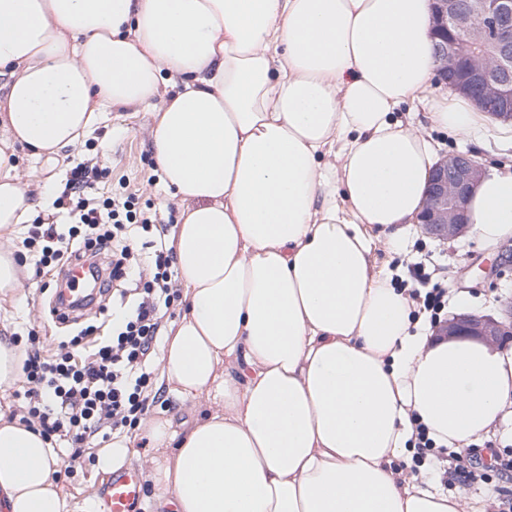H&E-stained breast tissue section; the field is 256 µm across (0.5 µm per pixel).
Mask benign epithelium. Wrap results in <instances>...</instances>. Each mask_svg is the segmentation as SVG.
<instances>
[{"mask_svg": "<svg viewBox=\"0 0 512 512\" xmlns=\"http://www.w3.org/2000/svg\"><path fill=\"white\" fill-rule=\"evenodd\" d=\"M438 75L449 88L472 96L493 109L492 116L512 123V0H432ZM485 52L468 58L476 43ZM482 166L470 153L439 159L432 172L426 204L420 214L425 234L438 240L466 235L464 205ZM440 336H472L502 347L512 338V301L498 317L471 312L454 314Z\"/></svg>", "mask_w": 512, "mask_h": 512, "instance_id": "7a95c632", "label": "benign epithelium"}]
</instances>
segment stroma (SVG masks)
<instances>
[{
    "mask_svg": "<svg viewBox=\"0 0 512 512\" xmlns=\"http://www.w3.org/2000/svg\"><path fill=\"white\" fill-rule=\"evenodd\" d=\"M154 123V112L144 109L138 112L113 111L107 126L91 132L78 146L68 149L57 167H48L27 157L25 150H18L19 170L25 180L33 185L48 186L45 206H52L55 197L64 188L67 173L73 163L95 158L108 167L109 174L99 183L98 190L110 193L118 189L120 182H129L137 190L141 204L157 214L161 224H175L178 208L163 190L157 177L158 169L152 155L149 130ZM430 135L438 156L460 151L473 154L484 167L490 168L512 163V144L505 142L496 129H489L482 141L461 145L447 129H431ZM374 257L377 267L392 275H402L405 265L425 262L435 267L437 277L448 290L449 304L445 315L457 313L458 294H465L466 311L499 314L501 303L512 299V238L502 242L495 251L486 250L474 234H467L456 241H438L425 236L420 229H413L406 246L397 252L376 246ZM49 297L40 293L32 278L24 280V296L13 309L5 326L8 333L19 330L22 322L38 326L47 348H54L59 337L69 335V326L53 322L47 312ZM107 477L96 470L95 449H85L82 465L69 478H61L59 487L74 502L99 498Z\"/></svg>",
    "mask_w": 512,
    "mask_h": 512,
    "instance_id": "obj_1",
    "label": "stroma"
}]
</instances>
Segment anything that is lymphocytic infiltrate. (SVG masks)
Wrapping results in <instances>:
<instances>
[{
	"mask_svg": "<svg viewBox=\"0 0 512 512\" xmlns=\"http://www.w3.org/2000/svg\"><path fill=\"white\" fill-rule=\"evenodd\" d=\"M107 169L85 162L72 168L56 206L65 209L63 224L30 225L22 241L35 264V275L47 278L58 292L63 269L83 260L98 262L104 277L98 294L99 313L112 319V334L93 349L85 340L96 325L93 317L73 321L74 332L46 350L35 328L15 334L23 346V385L16 398L24 404L21 422L36 426L42 437L67 451L65 473H73L86 447L97 440L126 435L160 399L155 362L164 341V318L178 298V273L163 224L140 208L136 193L125 191L91 197L87 191L107 176ZM413 283L415 313L441 323L448 292L422 262L407 268ZM413 473L441 476L452 483L458 473L469 480L512 472V457L495 454L484 467L475 452L448 451L436 445L427 427L414 422Z\"/></svg>",
	"mask_w": 512,
	"mask_h": 512,
	"instance_id": "f902f5d3",
	"label": "lymphocytic infiltrate"
}]
</instances>
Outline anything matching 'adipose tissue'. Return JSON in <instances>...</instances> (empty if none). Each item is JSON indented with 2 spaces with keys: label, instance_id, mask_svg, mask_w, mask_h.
<instances>
[{
  "label": "adipose tissue",
  "instance_id": "adipose-tissue-1",
  "mask_svg": "<svg viewBox=\"0 0 512 512\" xmlns=\"http://www.w3.org/2000/svg\"><path fill=\"white\" fill-rule=\"evenodd\" d=\"M431 0H0V301L10 236L37 216L17 148L56 165L113 108L154 107L186 311L161 376L190 419L143 421L160 512H467L398 479L411 415L465 446L512 407V350L413 328L373 259L423 209L436 151L398 118L471 140L438 92ZM488 249L512 237V167L467 201ZM50 441L0 411V512H83Z\"/></svg>",
  "mask_w": 512,
  "mask_h": 512
}]
</instances>
